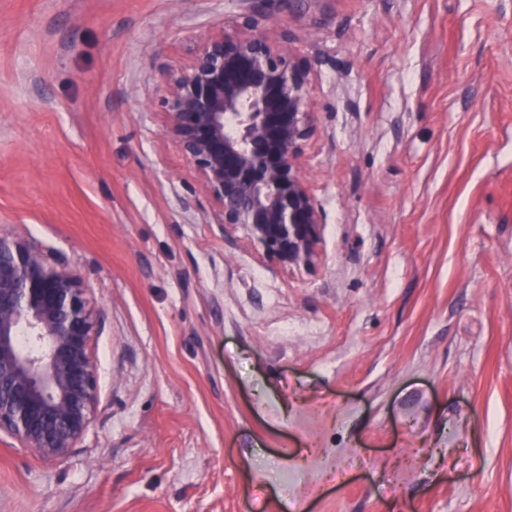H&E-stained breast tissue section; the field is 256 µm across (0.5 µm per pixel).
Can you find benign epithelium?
Wrapping results in <instances>:
<instances>
[{"instance_id":"benign-epithelium-1","label":"benign epithelium","mask_w":512,"mask_h":512,"mask_svg":"<svg viewBox=\"0 0 512 512\" xmlns=\"http://www.w3.org/2000/svg\"><path fill=\"white\" fill-rule=\"evenodd\" d=\"M258 8L200 39L164 72V132L197 173L220 225H241L282 266H309L322 221L298 160L313 132L311 63ZM78 271L26 237L0 233V432L46 461L67 457L99 404L97 317Z\"/></svg>"}]
</instances>
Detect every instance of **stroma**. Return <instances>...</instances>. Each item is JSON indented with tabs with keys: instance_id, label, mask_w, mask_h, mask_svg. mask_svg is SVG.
<instances>
[{
	"instance_id": "1",
	"label": "stroma",
	"mask_w": 512,
	"mask_h": 512,
	"mask_svg": "<svg viewBox=\"0 0 512 512\" xmlns=\"http://www.w3.org/2000/svg\"><path fill=\"white\" fill-rule=\"evenodd\" d=\"M241 0H0V232L75 267L100 402L0 512H512V0H265L312 65L311 266L211 208L163 71Z\"/></svg>"
}]
</instances>
